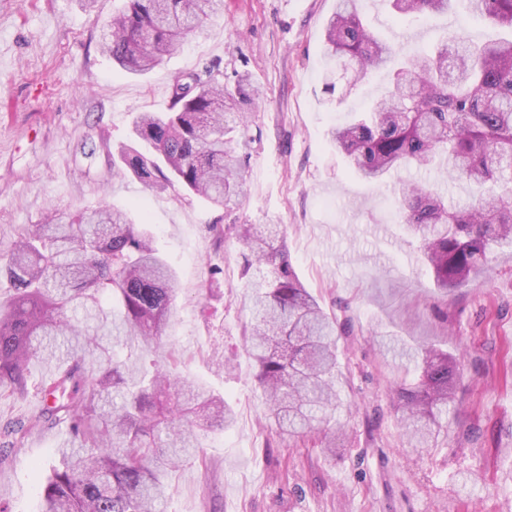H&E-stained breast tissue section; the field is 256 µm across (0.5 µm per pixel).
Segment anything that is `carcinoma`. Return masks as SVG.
Wrapping results in <instances>:
<instances>
[{
  "label": "carcinoma",
  "mask_w": 512,
  "mask_h": 512,
  "mask_svg": "<svg viewBox=\"0 0 512 512\" xmlns=\"http://www.w3.org/2000/svg\"><path fill=\"white\" fill-rule=\"evenodd\" d=\"M400 16L431 18L458 0H390ZM471 13L512 30V0H465ZM224 0H125L103 28L101 48L125 71L159 66ZM394 50L362 21L357 0H336L327 23L324 56L330 94L351 91ZM170 85L168 112L133 118L136 141L123 165L146 188L178 183L212 206L242 201L239 150L247 148L243 109L257 94L248 72L224 83L218 68ZM331 140L365 181L383 184L402 169H441L450 182L475 189L448 205L438 190L403 180L395 203L431 267L448 290L484 270L491 255L512 246V38L474 42L451 35L393 68L385 93ZM247 267L267 268L252 287L254 323L246 351L269 418L281 434L300 437L327 423L341 404L338 324L305 288L284 245L252 224H234ZM145 224L104 203L66 218L54 212L24 229L0 274L13 294L0 302V393L26 388L35 361L66 365L43 390L36 425L68 426L79 439L58 449L59 466L46 478L43 512H159L172 471L199 448V431L224 430L234 411L203 383L178 378L172 365L146 367L160 354L178 280L153 245ZM131 349L116 360L100 337ZM390 350L419 370L397 388L411 448L448 439V404L462 372L433 346Z\"/></svg>",
  "instance_id": "carcinoma-1"
}]
</instances>
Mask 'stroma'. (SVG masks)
Instances as JSON below:
<instances>
[{
    "instance_id": "1",
    "label": "stroma",
    "mask_w": 512,
    "mask_h": 512,
    "mask_svg": "<svg viewBox=\"0 0 512 512\" xmlns=\"http://www.w3.org/2000/svg\"><path fill=\"white\" fill-rule=\"evenodd\" d=\"M123 5L0 0V256L48 212L143 203L179 280L162 353L237 414L228 429L201 434L197 457L171 477L165 512H512V252L439 290L392 185L360 179L337 153L330 128L380 96L389 72L369 73L343 100L325 92L336 0H224L222 15L142 77L99 49ZM358 9L401 55L453 32L499 35L462 7L429 20L401 18L387 0H358ZM213 63L228 80L251 73L258 90L246 105L245 198L230 212L178 184L149 190L119 160L134 113L167 111L172 77ZM233 224L279 225L296 273L343 329V404L322 432L291 441L270 428L244 348L251 290ZM392 336L462 360L448 439L424 452L406 446L394 392L406 370L384 349ZM52 373L33 363L25 393L0 394V429L35 419ZM70 441L63 426L31 430L19 447L0 436V512H41L57 450Z\"/></svg>"
}]
</instances>
